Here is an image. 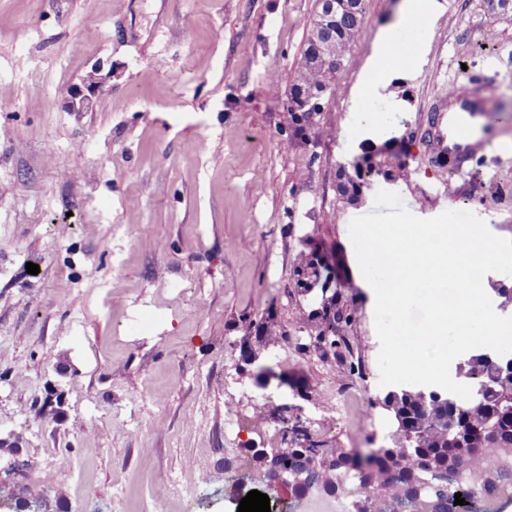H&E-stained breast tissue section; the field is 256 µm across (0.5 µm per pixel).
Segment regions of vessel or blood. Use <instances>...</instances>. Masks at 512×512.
Here are the masks:
<instances>
[{"label":"vessel or blood","mask_w":512,"mask_h":512,"mask_svg":"<svg viewBox=\"0 0 512 512\" xmlns=\"http://www.w3.org/2000/svg\"><path fill=\"white\" fill-rule=\"evenodd\" d=\"M448 99L454 112L445 114L435 131V146L439 160L453 159L463 163L472 150L481 144L479 117L483 110V97L474 83L450 85Z\"/></svg>","instance_id":"vessel-or-blood-1"}]
</instances>
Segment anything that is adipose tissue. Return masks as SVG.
Here are the masks:
<instances>
[{"label": "adipose tissue", "mask_w": 512, "mask_h": 512, "mask_svg": "<svg viewBox=\"0 0 512 512\" xmlns=\"http://www.w3.org/2000/svg\"><path fill=\"white\" fill-rule=\"evenodd\" d=\"M423 48V40L402 46L395 42L390 30H382L365 66L366 72L378 74L379 80L375 83L361 82L356 90V100L368 104L378 95L382 82L399 77L419 61Z\"/></svg>", "instance_id": "adipose-tissue-1"}]
</instances>
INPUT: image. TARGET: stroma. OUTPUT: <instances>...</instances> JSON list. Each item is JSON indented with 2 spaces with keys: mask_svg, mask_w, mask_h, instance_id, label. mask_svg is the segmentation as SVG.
Segmentation results:
<instances>
[{
  "mask_svg": "<svg viewBox=\"0 0 512 512\" xmlns=\"http://www.w3.org/2000/svg\"><path fill=\"white\" fill-rule=\"evenodd\" d=\"M440 2L421 61L375 99L403 107L380 128L356 121L353 91L402 0H363L307 146L287 103L318 0H0V512L32 489L45 512H237L252 490L282 512L237 457L284 446L285 403L325 448L388 445L375 294L348 225L387 185L362 173L347 199L344 170L401 158L387 187L413 214L489 211L512 239V12ZM98 63L111 82L69 111ZM469 77L496 109L448 174L425 134ZM310 261L334 310L302 284ZM54 394L62 415L38 414ZM232 413L261 423L228 436Z\"/></svg>",
  "mask_w": 512,
  "mask_h": 512,
  "instance_id": "1",
  "label": "stroma"
}]
</instances>
